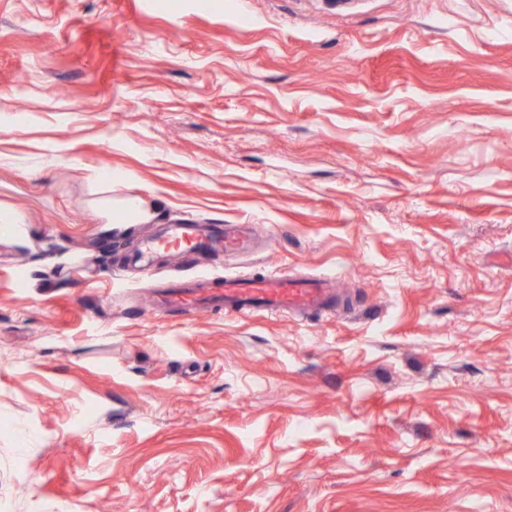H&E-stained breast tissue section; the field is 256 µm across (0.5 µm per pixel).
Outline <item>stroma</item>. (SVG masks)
Returning <instances> with one entry per match:
<instances>
[{"label": "stroma", "mask_w": 512, "mask_h": 512, "mask_svg": "<svg viewBox=\"0 0 512 512\" xmlns=\"http://www.w3.org/2000/svg\"><path fill=\"white\" fill-rule=\"evenodd\" d=\"M0 204V512H512V0H0ZM182 218L253 244L130 268ZM96 209L106 224V232L124 234L136 224H149L155 221L161 205H150L138 195L125 197H101L95 201ZM334 301V293L319 280L275 274L250 280L226 276L209 282L204 279L194 288L172 286L155 293V308L159 311L179 310L187 314L210 309L241 315L321 312L332 307Z\"/></svg>", "instance_id": "stroma-1"}]
</instances>
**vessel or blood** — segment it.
<instances>
[{
  "instance_id": "1",
  "label": "vessel or blood",
  "mask_w": 512,
  "mask_h": 512,
  "mask_svg": "<svg viewBox=\"0 0 512 512\" xmlns=\"http://www.w3.org/2000/svg\"><path fill=\"white\" fill-rule=\"evenodd\" d=\"M250 239V230L236 227L224 235H205L200 225L184 222L173 224L156 240L150 241L138 257L149 263L155 250L166 249L183 255L218 245L228 255L244 252ZM335 296L330 288L315 279H299L269 274L260 278L241 280L220 277L211 282L201 280L196 287L158 289L155 306L162 311L179 310L193 314L202 310L221 309L241 315L256 312H320L332 307Z\"/></svg>"
}]
</instances>
